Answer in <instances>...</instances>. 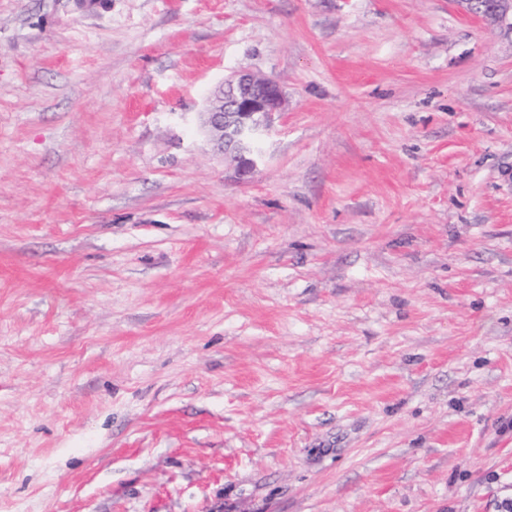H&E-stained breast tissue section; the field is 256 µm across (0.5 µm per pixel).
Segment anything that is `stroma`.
Wrapping results in <instances>:
<instances>
[{"label":"stroma","instance_id":"35a3bbf8","mask_svg":"<svg viewBox=\"0 0 512 512\" xmlns=\"http://www.w3.org/2000/svg\"><path fill=\"white\" fill-rule=\"evenodd\" d=\"M287 106L254 175L198 130ZM512 17L0 0V512H502ZM279 83L255 73L239 72L209 94L201 129L239 177L255 173L262 135L276 115L285 112Z\"/></svg>","mask_w":512,"mask_h":512}]
</instances>
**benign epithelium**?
Instances as JSON below:
<instances>
[{"label": "benign epithelium", "mask_w": 512, "mask_h": 512, "mask_svg": "<svg viewBox=\"0 0 512 512\" xmlns=\"http://www.w3.org/2000/svg\"><path fill=\"white\" fill-rule=\"evenodd\" d=\"M469 10L488 19L512 13V0H468ZM286 109L279 83L255 73L239 72L209 94L201 129L224 156L225 164L240 177L255 173L262 135L275 116Z\"/></svg>", "instance_id": "benign-epithelium-1"}]
</instances>
